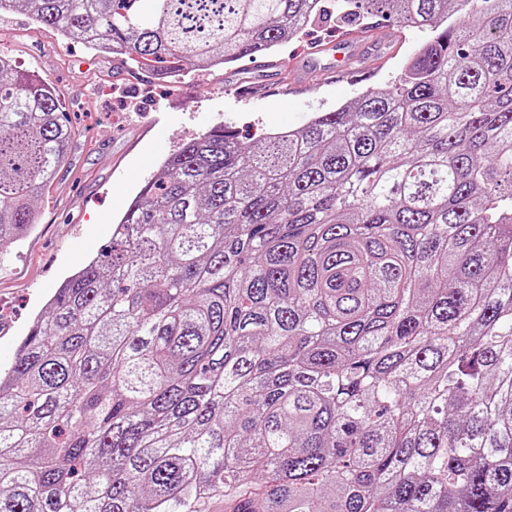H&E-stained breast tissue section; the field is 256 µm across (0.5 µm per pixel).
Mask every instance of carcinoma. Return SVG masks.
I'll use <instances>...</instances> for the list:
<instances>
[{"mask_svg":"<svg viewBox=\"0 0 512 512\" xmlns=\"http://www.w3.org/2000/svg\"><path fill=\"white\" fill-rule=\"evenodd\" d=\"M8 9L175 79L324 6ZM332 9L435 35L300 129L164 160L0 369V512H512V0ZM75 134L1 50L0 245Z\"/></svg>","mask_w":512,"mask_h":512,"instance_id":"cac0c4a2","label":"carcinoma"}]
</instances>
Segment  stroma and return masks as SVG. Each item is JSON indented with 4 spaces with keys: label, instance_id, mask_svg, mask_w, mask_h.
I'll return each instance as SVG.
<instances>
[{
    "label": "stroma",
    "instance_id": "35a3bbf8",
    "mask_svg": "<svg viewBox=\"0 0 512 512\" xmlns=\"http://www.w3.org/2000/svg\"><path fill=\"white\" fill-rule=\"evenodd\" d=\"M335 21L319 20L269 56L177 80L129 68L97 54L22 11L0 13V48L35 68L66 104L79 132L63 167L36 204V225L23 244L0 246V366H9L55 288L97 256L128 202L177 147L229 123L243 140L302 127L316 112L384 85L430 36L429 30L383 24L386 44L369 77L327 82L309 69L336 60Z\"/></svg>",
    "mask_w": 512,
    "mask_h": 512
}]
</instances>
